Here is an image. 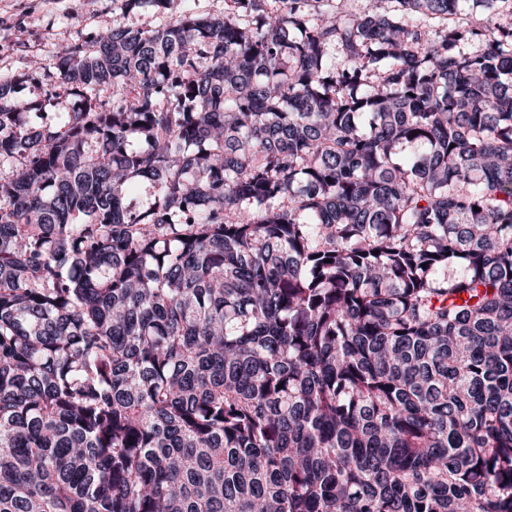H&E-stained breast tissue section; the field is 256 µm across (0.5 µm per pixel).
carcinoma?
<instances>
[{"label":"carcinoma","instance_id":"1","mask_svg":"<svg viewBox=\"0 0 512 512\" xmlns=\"http://www.w3.org/2000/svg\"><path fill=\"white\" fill-rule=\"evenodd\" d=\"M264 2L0 75V512H512V7Z\"/></svg>","mask_w":512,"mask_h":512}]
</instances>
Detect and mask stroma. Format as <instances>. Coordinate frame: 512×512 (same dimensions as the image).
Segmentation results:
<instances>
[{
  "mask_svg": "<svg viewBox=\"0 0 512 512\" xmlns=\"http://www.w3.org/2000/svg\"><path fill=\"white\" fill-rule=\"evenodd\" d=\"M122 16L156 29L172 13L148 5L128 15L124 0H0V72L23 70L32 56L51 57L60 44L102 33Z\"/></svg>",
  "mask_w": 512,
  "mask_h": 512,
  "instance_id": "stroma-1",
  "label": "stroma"
}]
</instances>
